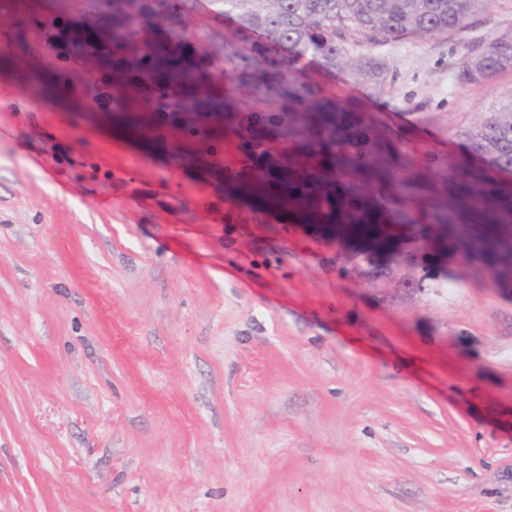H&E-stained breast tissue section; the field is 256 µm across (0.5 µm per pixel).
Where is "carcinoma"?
Listing matches in <instances>:
<instances>
[{
    "label": "carcinoma",
    "mask_w": 512,
    "mask_h": 512,
    "mask_svg": "<svg viewBox=\"0 0 512 512\" xmlns=\"http://www.w3.org/2000/svg\"><path fill=\"white\" fill-rule=\"evenodd\" d=\"M135 11L112 12V42L126 50L130 74L125 95L153 112H180L191 106L207 117L233 111L241 95L252 107L242 119L248 135L239 142L247 157L263 171L249 191L260 199L272 192L300 206L305 224H347L354 256L377 249L386 252L398 241L380 237L387 215L403 219L405 197L422 189L419 177L405 170L392 172L382 146L366 150L353 161L336 150L338 143L368 144L369 127L322 91L297 80V63L306 57L325 68L350 69L353 76L379 90L384 86V60L362 53L350 56L348 39L360 36L384 43L406 34L433 36L458 31L477 9L493 0H220L233 14L235 37L224 39V96L205 85V41L190 46L182 36L187 0H129ZM512 71V35L493 37L467 57L461 77L478 82ZM270 132L282 143L279 157L264 148L261 136ZM469 147L486 156L498 170L512 174V103L491 111ZM397 182L401 196L378 199L371 179ZM468 196L489 202L512 216V198L502 188L473 177L463 185ZM494 240L480 252L483 269L501 281L512 280V222L501 216Z\"/></svg>",
    "instance_id": "cac0c4a2"
}]
</instances>
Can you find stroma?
<instances>
[{"label": "stroma", "instance_id": "stroma-1", "mask_svg": "<svg viewBox=\"0 0 512 512\" xmlns=\"http://www.w3.org/2000/svg\"><path fill=\"white\" fill-rule=\"evenodd\" d=\"M76 5L0 10V512H512V283L454 249L447 271L399 249L368 278L335 232L256 222L227 190L237 119L185 110L189 153L157 147L110 55L41 38ZM187 9L222 67L233 20ZM510 32L494 0L461 32L370 46L378 92L301 61L425 171L403 234L456 212L466 171L501 180L461 142L512 72L460 73Z\"/></svg>", "mask_w": 512, "mask_h": 512}]
</instances>
